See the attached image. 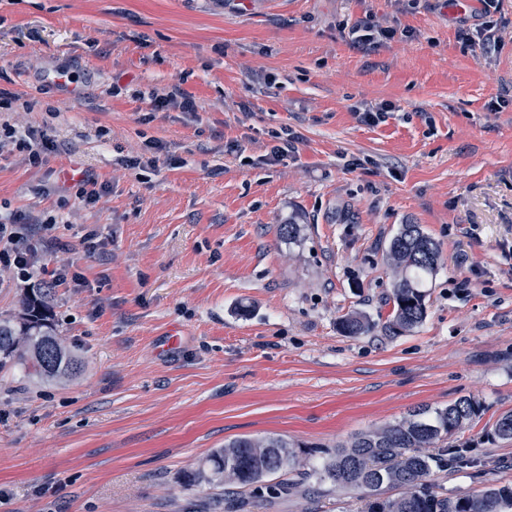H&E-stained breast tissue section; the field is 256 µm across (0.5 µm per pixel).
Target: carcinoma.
I'll return each mask as SVG.
<instances>
[{
  "label": "carcinoma",
  "mask_w": 512,
  "mask_h": 512,
  "mask_svg": "<svg viewBox=\"0 0 512 512\" xmlns=\"http://www.w3.org/2000/svg\"><path fill=\"white\" fill-rule=\"evenodd\" d=\"M304 226L295 217L278 225L283 241H301ZM439 244L419 224H401L384 252V263L395 275L390 300L393 310L385 326L400 335L426 318L422 288L438 272ZM341 332L349 336L374 329L366 315L354 311L341 317ZM20 369L40 383L69 379L81 372V360L62 342L53 321V289L31 288L22 294L18 314L0 316V371ZM482 404L461 397L442 408L418 406L398 421L357 433L327 453L319 467L302 469L296 445L280 435L243 436L215 448L197 469L185 476L186 487L207 484L221 491L240 488L267 490L275 495L309 498L329 484L352 492L364 512H512V486L492 483L478 492L448 496L438 479L452 468L470 464L468 450L448 447V439L481 416ZM499 440L512 441V412L501 415L493 428ZM299 473L298 481L268 478Z\"/></svg>",
  "instance_id": "obj_1"
}]
</instances>
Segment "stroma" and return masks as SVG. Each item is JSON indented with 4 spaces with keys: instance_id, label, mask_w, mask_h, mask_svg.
<instances>
[{
    "instance_id": "1",
    "label": "stroma",
    "mask_w": 512,
    "mask_h": 512,
    "mask_svg": "<svg viewBox=\"0 0 512 512\" xmlns=\"http://www.w3.org/2000/svg\"><path fill=\"white\" fill-rule=\"evenodd\" d=\"M369 14L408 39L353 47ZM174 86L197 111H154ZM0 94V124L54 144L38 167L0 140V217L58 220L52 263L87 282L54 299L81 373L0 372V512H224L184 476L225 441L279 434L308 466L463 396L483 412L450 442L475 465L445 488L512 484L489 435L512 410V0H0ZM382 100L383 123L353 112ZM74 168L96 204L59 197L50 170ZM405 222L442 261L423 323L390 336L382 251ZM351 311L374 330L340 332ZM357 508L329 490L246 512Z\"/></svg>"
}]
</instances>
